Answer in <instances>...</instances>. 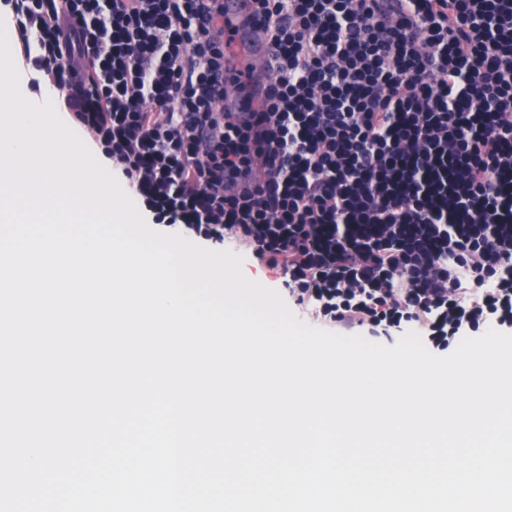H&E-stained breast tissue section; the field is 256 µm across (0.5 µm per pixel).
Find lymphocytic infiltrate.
<instances>
[{"label": "lymphocytic infiltrate", "mask_w": 512, "mask_h": 512, "mask_svg": "<svg viewBox=\"0 0 512 512\" xmlns=\"http://www.w3.org/2000/svg\"><path fill=\"white\" fill-rule=\"evenodd\" d=\"M155 223L220 224L342 335L512 332V0H242L272 81L225 109L224 0H0Z\"/></svg>", "instance_id": "f902f5d3"}]
</instances>
